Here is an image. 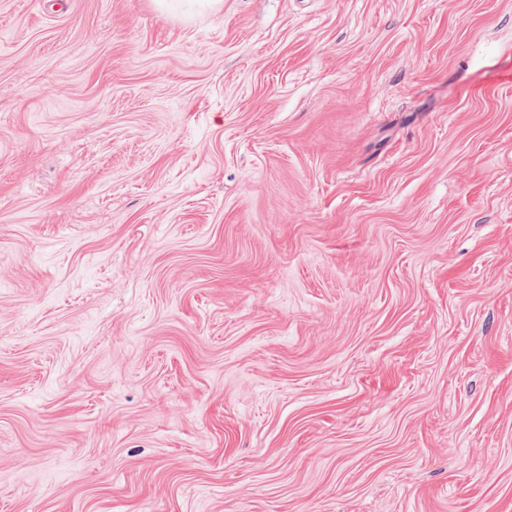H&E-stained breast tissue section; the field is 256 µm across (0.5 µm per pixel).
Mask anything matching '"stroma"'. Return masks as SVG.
<instances>
[{
  "instance_id": "35a3bbf8",
  "label": "stroma",
  "mask_w": 512,
  "mask_h": 512,
  "mask_svg": "<svg viewBox=\"0 0 512 512\" xmlns=\"http://www.w3.org/2000/svg\"><path fill=\"white\" fill-rule=\"evenodd\" d=\"M0 512H512V0H0Z\"/></svg>"
}]
</instances>
